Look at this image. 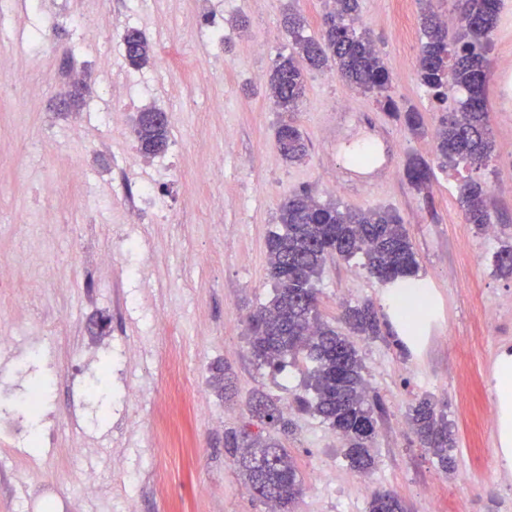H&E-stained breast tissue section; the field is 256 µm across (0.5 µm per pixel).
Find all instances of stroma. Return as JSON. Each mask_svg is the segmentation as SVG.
I'll list each match as a JSON object with an SVG mask.
<instances>
[{
    "label": "stroma",
    "mask_w": 512,
    "mask_h": 512,
    "mask_svg": "<svg viewBox=\"0 0 512 512\" xmlns=\"http://www.w3.org/2000/svg\"><path fill=\"white\" fill-rule=\"evenodd\" d=\"M15 2L0 18V266L18 275L0 289V333L37 340L40 353L0 350V383L18 389L49 377L56 433L46 443L0 441V512H125L131 497L140 512H265L224 445L230 431L269 433L249 414L262 394L294 422L282 441L303 481L293 512H366L384 489L408 512H500L512 468L494 456L491 376L500 350L512 348V279L496 273L494 255L512 243V112L489 114L488 167L437 171L421 193L408 184L404 161L432 157L440 116L415 73L417 0H360V25L378 41L392 98L422 113L425 135H411L335 71H309L296 114L309 144L300 164L276 148L280 115L267 78L291 50L283 14L296 10L313 34L328 0H209L204 8L197 0H42L62 26L38 49L29 40L37 19L27 0ZM92 5L99 21L86 31L74 20ZM204 18L223 28L222 44L200 34ZM130 28L154 47L139 69L123 56ZM18 70L32 76L21 88L10 82ZM149 106L170 116V146L151 170L131 154L135 119ZM360 137L378 138L392 158L370 188L344 180L339 148ZM118 168L131 185L153 178L168 215L138 227L132 254L117 243L125 222L111 181ZM473 175L490 187L496 234L476 231L459 206L457 187ZM47 181L61 192L46 197ZM303 186L352 210L394 208L436 301L412 348L351 338L385 406L365 473L350 469L342 440L318 417L292 411L309 361L278 373L258 365L248 344L245 319L273 294L266 240L281 201ZM218 193L220 211L212 208ZM97 254L110 262L93 263ZM47 266L55 280L40 279ZM316 287L326 321L364 302L391 318L386 285L360 258H329ZM89 361L107 369L98 401L71 375ZM218 365L227 368L222 392L212 380ZM425 397L448 418L454 471H443L409 428L410 408Z\"/></svg>",
    "instance_id": "stroma-1"
}]
</instances>
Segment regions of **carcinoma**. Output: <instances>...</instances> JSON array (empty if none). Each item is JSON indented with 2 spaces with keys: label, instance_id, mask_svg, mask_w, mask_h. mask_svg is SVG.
<instances>
[{
  "label": "carcinoma",
  "instance_id": "obj_1",
  "mask_svg": "<svg viewBox=\"0 0 512 512\" xmlns=\"http://www.w3.org/2000/svg\"><path fill=\"white\" fill-rule=\"evenodd\" d=\"M422 34L416 74L421 86L438 104L448 100V88L463 92L457 106L443 109L435 131V160L412 154L404 163V176L416 189L427 187L434 167L465 166L479 169L493 153L487 108L490 38L499 21L501 0H453L459 27L448 36V24L432 7V0H419ZM359 0H337L326 12L318 33H305L299 14H285L283 27L292 52L281 56L269 74V97L281 114L276 145L282 157L300 162L308 155L302 131L294 114L305 96V69L332 68L353 90L377 95L376 101L399 120L411 134H424L421 112L402 110L387 95L392 76L384 64L375 39L357 26ZM125 56L133 67L150 58V44L137 29L122 35ZM155 107L141 112L135 135L146 156L163 152L169 126L152 118ZM466 222L484 231L493 223L487 183L466 179L458 189ZM279 229L267 239V271L273 283L268 304L247 316V336L258 364L276 369L289 357L303 354L313 366L303 386L305 394L294 398L299 412L313 413L344 442V457L351 469L368 470L373 464L371 444L385 409L370 393L363 377L357 350L342 329L361 336H382L381 322L370 303L344 308L336 327L321 318L315 288L327 260L333 256L363 258L362 267L381 282L407 287L416 278L419 260L401 217L391 207L365 211L344 208L334 200L321 201L307 187L291 193L280 205ZM497 272L512 276V244L494 255ZM252 417L290 433L291 422L270 399L260 397L251 406ZM409 426L419 443L448 469V449L453 439L445 415L428 399L420 401L409 415ZM225 443L235 457L245 485L262 505L276 512H291L303 493L297 466L288 449L274 437L232 433ZM368 512H405L394 492H375Z\"/></svg>",
  "mask_w": 512,
  "mask_h": 512
}]
</instances>
